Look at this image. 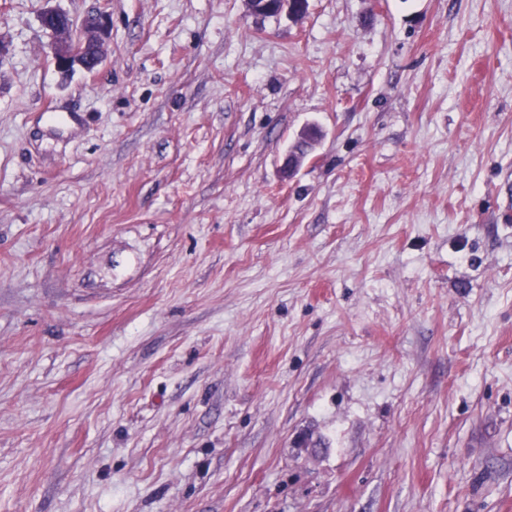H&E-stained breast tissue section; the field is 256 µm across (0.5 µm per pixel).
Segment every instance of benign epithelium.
Instances as JSON below:
<instances>
[{"instance_id": "benign-epithelium-1", "label": "benign epithelium", "mask_w": 512, "mask_h": 512, "mask_svg": "<svg viewBox=\"0 0 512 512\" xmlns=\"http://www.w3.org/2000/svg\"><path fill=\"white\" fill-rule=\"evenodd\" d=\"M41 23L51 36L50 54L55 67L70 71L79 67L94 73L104 62V49L112 36L109 13L99 8L89 14L81 24L59 9H48Z\"/></svg>"}]
</instances>
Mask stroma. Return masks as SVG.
I'll return each instance as SVG.
<instances>
[{
  "label": "stroma",
  "instance_id": "35a3bbf8",
  "mask_svg": "<svg viewBox=\"0 0 512 512\" xmlns=\"http://www.w3.org/2000/svg\"><path fill=\"white\" fill-rule=\"evenodd\" d=\"M98 4L0 0V512H512V0ZM41 23L51 36L50 54L55 67L70 71L75 66L87 73L97 72L104 62V49L112 36V23L104 8L95 9L78 26L59 9H48Z\"/></svg>",
  "mask_w": 512,
  "mask_h": 512
}]
</instances>
